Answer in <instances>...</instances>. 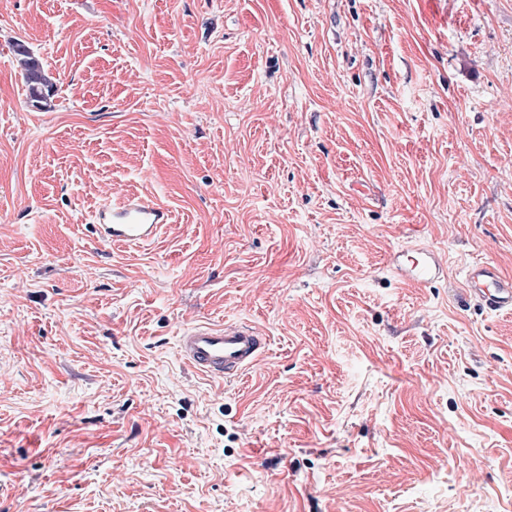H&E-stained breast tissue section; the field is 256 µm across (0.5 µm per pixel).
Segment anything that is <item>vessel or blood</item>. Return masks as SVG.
<instances>
[{"label": "vessel or blood", "mask_w": 512, "mask_h": 512, "mask_svg": "<svg viewBox=\"0 0 512 512\" xmlns=\"http://www.w3.org/2000/svg\"><path fill=\"white\" fill-rule=\"evenodd\" d=\"M99 242L139 246L151 243L172 220L170 208L154 196L135 192L101 204L91 215ZM390 266L403 284L420 288L439 276L443 259L434 250L412 244L400 246ZM466 292L489 312H512V278L488 260L471 262L465 269ZM267 340L251 324L199 323L182 330L179 355L185 363L213 377L233 379L255 366Z\"/></svg>", "instance_id": "1"}]
</instances>
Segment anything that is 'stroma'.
Returning <instances> with one entry per match:
<instances>
[{
    "instance_id": "stroma-1",
    "label": "stroma",
    "mask_w": 512,
    "mask_h": 512,
    "mask_svg": "<svg viewBox=\"0 0 512 512\" xmlns=\"http://www.w3.org/2000/svg\"><path fill=\"white\" fill-rule=\"evenodd\" d=\"M133 190L175 223L100 243ZM478 259L512 276V0H0V512H512ZM227 321L268 338L231 382L177 348ZM14 52L18 56L30 101L36 104L47 102L55 95L56 88L45 73L41 60L20 42L14 45ZM390 266L403 284L421 288L440 275L443 259L434 250L405 244L393 253Z\"/></svg>"
}]
</instances>
